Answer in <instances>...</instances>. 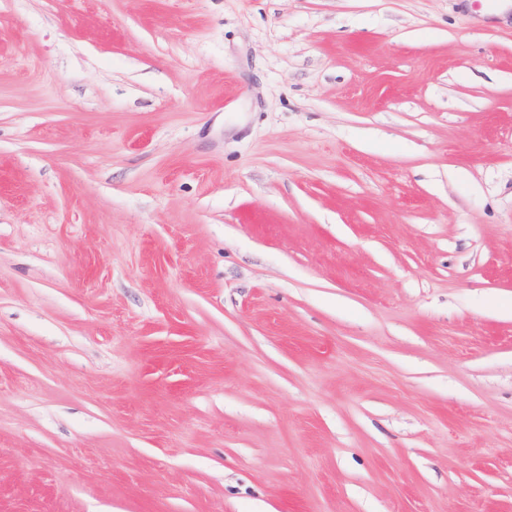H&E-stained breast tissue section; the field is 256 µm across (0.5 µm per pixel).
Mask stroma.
Returning a JSON list of instances; mask_svg holds the SVG:
<instances>
[{
  "label": "stroma",
  "mask_w": 512,
  "mask_h": 512,
  "mask_svg": "<svg viewBox=\"0 0 512 512\" xmlns=\"http://www.w3.org/2000/svg\"><path fill=\"white\" fill-rule=\"evenodd\" d=\"M0 512H512V0H0Z\"/></svg>",
  "instance_id": "35a3bbf8"
}]
</instances>
